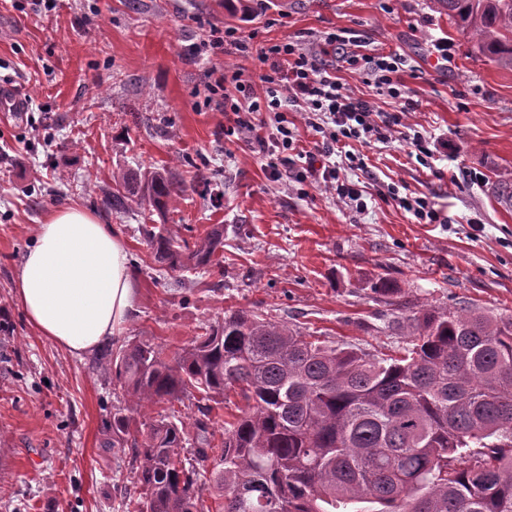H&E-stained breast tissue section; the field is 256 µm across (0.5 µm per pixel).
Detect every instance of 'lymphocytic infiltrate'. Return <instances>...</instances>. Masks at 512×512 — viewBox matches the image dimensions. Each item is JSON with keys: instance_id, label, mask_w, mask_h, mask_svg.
Segmentation results:
<instances>
[{"instance_id": "lymphocytic-infiltrate-1", "label": "lymphocytic infiltrate", "mask_w": 512, "mask_h": 512, "mask_svg": "<svg viewBox=\"0 0 512 512\" xmlns=\"http://www.w3.org/2000/svg\"><path fill=\"white\" fill-rule=\"evenodd\" d=\"M228 49L255 53L265 69L255 82L239 70H207L208 92L219 95V108L232 118L225 136L237 137L257 153L273 177H280L281 166H290L298 181L328 187L346 206L364 210L361 190L341 175L342 169L364 167L348 144L386 141L394 123L381 118L372 100L355 97L338 71L362 72L374 96L399 99L403 96L397 79L404 66L401 55L362 54L357 38L344 29L327 33L313 48L293 38L256 47L251 36L229 25L211 28L197 52L213 55ZM292 109L302 112L316 133L314 150L299 147L288 125Z\"/></svg>"}]
</instances>
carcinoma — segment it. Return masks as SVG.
Segmentation results:
<instances>
[{
  "instance_id": "1",
  "label": "carcinoma",
  "mask_w": 512,
  "mask_h": 512,
  "mask_svg": "<svg viewBox=\"0 0 512 512\" xmlns=\"http://www.w3.org/2000/svg\"><path fill=\"white\" fill-rule=\"evenodd\" d=\"M437 2L480 55L512 68V0ZM182 192L153 171L139 201L166 211ZM144 234L171 269H203L224 247L218 227L192 245ZM406 321L413 346L386 358L243 310L174 352L140 341L110 353L128 406L187 401L200 414L191 431L166 414L133 431L114 413L112 448L131 449L147 491L119 512H203L197 465L210 460L224 512H512V316L430 307ZM231 390L245 406L217 454L209 422Z\"/></svg>"
}]
</instances>
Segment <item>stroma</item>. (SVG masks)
<instances>
[{
	"label": "stroma",
	"instance_id": "35a3bbf8",
	"mask_svg": "<svg viewBox=\"0 0 512 512\" xmlns=\"http://www.w3.org/2000/svg\"><path fill=\"white\" fill-rule=\"evenodd\" d=\"M59 0L40 14L31 0H0V76L27 103L0 111V512H117L142 487L124 455L108 446L124 407L100 352L73 356L31 327L13 296L39 224L79 206L124 238L135 311L116 351L149 339L176 351L202 329L242 309L353 345L392 352L406 324L387 329L390 307L372 285L401 288L405 314L427 305L478 306L512 316V211L489 185L512 189V68L474 57L471 45L431 0ZM227 25L257 41L347 28L367 55L406 60L399 81L412 102L377 99L398 116L391 140L360 147L366 171L345 170L365 188L363 211L323 188L272 178L241 143L224 138L227 119L204 106L210 67L258 77L261 63L228 51L198 59L195 43ZM447 39L452 59L433 51ZM422 133L432 158L409 142ZM160 169L186 191L169 210L144 218L139 205L108 210L118 172ZM424 197L440 215L424 224L388 196ZM165 226L188 242L224 230L214 266L162 267L141 229Z\"/></svg>",
	"mask_w": 512,
	"mask_h": 512
}]
</instances>
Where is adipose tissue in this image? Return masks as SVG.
I'll list each match as a JSON object with an SVG mask.
<instances>
[{
    "instance_id": "1",
    "label": "adipose tissue",
    "mask_w": 512,
    "mask_h": 512,
    "mask_svg": "<svg viewBox=\"0 0 512 512\" xmlns=\"http://www.w3.org/2000/svg\"><path fill=\"white\" fill-rule=\"evenodd\" d=\"M14 293L29 322L74 355L120 336L134 310L133 272L121 235L92 212H51L21 263Z\"/></svg>"
}]
</instances>
